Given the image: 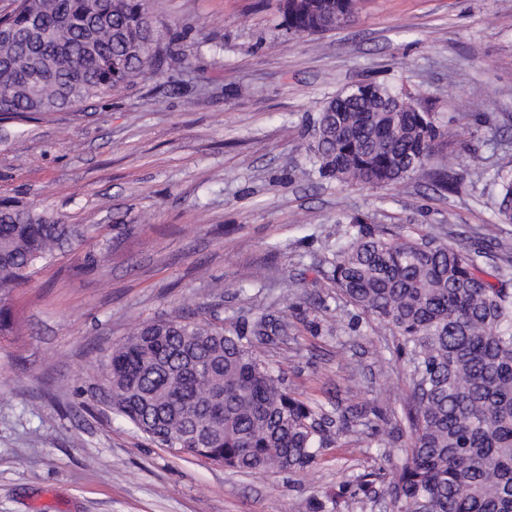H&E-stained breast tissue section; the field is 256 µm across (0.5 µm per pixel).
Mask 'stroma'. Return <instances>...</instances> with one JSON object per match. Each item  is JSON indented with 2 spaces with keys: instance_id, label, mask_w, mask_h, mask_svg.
Instances as JSON below:
<instances>
[{
  "instance_id": "1",
  "label": "stroma",
  "mask_w": 512,
  "mask_h": 512,
  "mask_svg": "<svg viewBox=\"0 0 512 512\" xmlns=\"http://www.w3.org/2000/svg\"><path fill=\"white\" fill-rule=\"evenodd\" d=\"M146 5L185 68L76 112L0 115V199L91 229L15 291L19 326L0 334V512H388L338 492L400 466L411 385L392 333L333 287L332 227L358 215L468 247L493 231L512 0H362L323 35L288 32L281 0ZM365 80L436 112L452 190L302 176L324 103ZM187 313L244 332L282 316L261 360L294 396L349 411L351 430L303 470L261 474L145 440L108 407L102 365L132 327Z\"/></svg>"
}]
</instances>
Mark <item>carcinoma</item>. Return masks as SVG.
Wrapping results in <instances>:
<instances>
[{
	"mask_svg": "<svg viewBox=\"0 0 512 512\" xmlns=\"http://www.w3.org/2000/svg\"><path fill=\"white\" fill-rule=\"evenodd\" d=\"M0 13V115L33 111L32 74L57 110H77L158 63L183 67L155 39L145 0H11ZM358 0H284L292 33L348 25ZM350 88L323 107L306 150L320 177L387 187L427 171L453 184L436 116L405 88ZM497 218L512 224V168L496 171ZM26 208L0 209V333L15 327L11 301L32 270L82 241L46 218L20 224ZM346 242L332 280L348 302L398 336L413 385L411 444L394 476L366 474L353 496L401 512H512V289L485 277L488 251L374 230L357 217L336 225ZM287 323L257 320L227 333L187 317L141 325L107 356L112 412L148 440L239 471L295 472L310 465L328 428H350L288 393L257 355Z\"/></svg>",
	"mask_w": 512,
	"mask_h": 512,
	"instance_id": "obj_1",
	"label": "carcinoma"
}]
</instances>
